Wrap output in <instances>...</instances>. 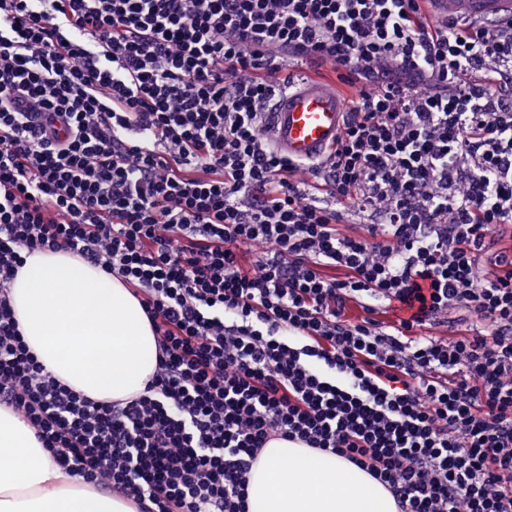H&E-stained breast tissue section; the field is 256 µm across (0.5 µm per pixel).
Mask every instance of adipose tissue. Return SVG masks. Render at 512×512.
Masks as SVG:
<instances>
[{"label":"adipose tissue","instance_id":"1","mask_svg":"<svg viewBox=\"0 0 512 512\" xmlns=\"http://www.w3.org/2000/svg\"><path fill=\"white\" fill-rule=\"evenodd\" d=\"M10 302L31 352L61 382L100 401L143 390L157 344L139 301L72 253L27 257ZM251 512H397L391 493L352 463L271 441L249 483ZM0 512H135L57 468L33 430L0 408Z\"/></svg>","mask_w":512,"mask_h":512}]
</instances>
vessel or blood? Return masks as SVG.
<instances>
[{
    "label": "vessel or blood",
    "instance_id": "vessel-or-blood-1",
    "mask_svg": "<svg viewBox=\"0 0 512 512\" xmlns=\"http://www.w3.org/2000/svg\"><path fill=\"white\" fill-rule=\"evenodd\" d=\"M432 7L448 17L512 21V0H434ZM344 117V103L334 89L313 81H294L273 101L264 127L280 153L314 162L335 146Z\"/></svg>",
    "mask_w": 512,
    "mask_h": 512
}]
</instances>
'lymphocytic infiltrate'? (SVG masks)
Instances as JSON below:
<instances>
[{
    "label": "lymphocytic infiltrate",
    "mask_w": 512,
    "mask_h": 512,
    "mask_svg": "<svg viewBox=\"0 0 512 512\" xmlns=\"http://www.w3.org/2000/svg\"><path fill=\"white\" fill-rule=\"evenodd\" d=\"M286 60L358 90L313 165L263 134ZM511 227L512 23L424 0H0V406L137 512H249L273 440L352 463L398 512H512ZM61 248L152 327L129 401L62 383L18 329L24 252ZM448 321L465 333L423 335Z\"/></svg>",
    "instance_id": "1"
}]
</instances>
